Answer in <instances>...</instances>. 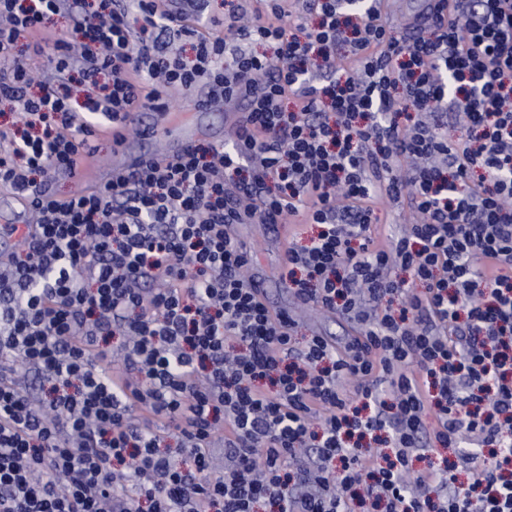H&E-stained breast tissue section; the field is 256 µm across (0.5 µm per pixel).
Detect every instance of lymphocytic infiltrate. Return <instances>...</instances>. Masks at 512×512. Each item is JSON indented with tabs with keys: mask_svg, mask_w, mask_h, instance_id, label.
I'll return each mask as SVG.
<instances>
[{
	"mask_svg": "<svg viewBox=\"0 0 512 512\" xmlns=\"http://www.w3.org/2000/svg\"><path fill=\"white\" fill-rule=\"evenodd\" d=\"M378 2L0 0V189L35 217L0 258V512H512V0H434L407 39ZM201 82L244 107L233 150L53 191ZM290 217L282 279L343 347L246 275L233 225ZM378 216L379 224L390 225V229L396 233L400 230L401 225L412 224L416 219L406 200L387 206L378 212ZM301 328L300 334L306 336L312 333H320L324 336H330L337 341L344 340L353 333L352 326L340 318L331 314L324 313L315 308H304L300 311Z\"/></svg>",
	"mask_w": 512,
	"mask_h": 512,
	"instance_id": "obj_1",
	"label": "lymphocytic infiltrate"
}]
</instances>
